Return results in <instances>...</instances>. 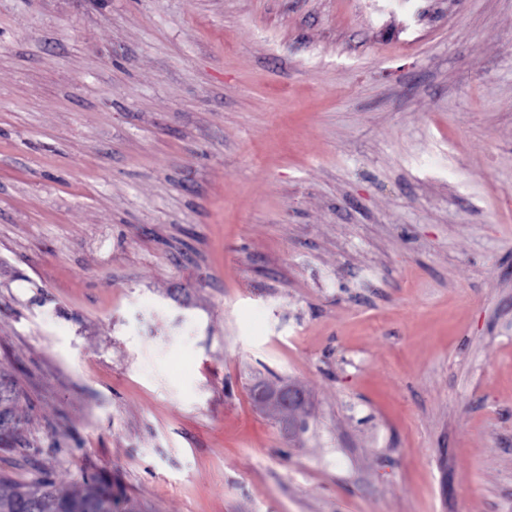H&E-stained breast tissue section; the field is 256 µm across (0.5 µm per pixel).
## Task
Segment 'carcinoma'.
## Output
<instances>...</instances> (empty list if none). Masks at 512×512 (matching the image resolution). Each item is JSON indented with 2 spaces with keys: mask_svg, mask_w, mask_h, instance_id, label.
<instances>
[{
  "mask_svg": "<svg viewBox=\"0 0 512 512\" xmlns=\"http://www.w3.org/2000/svg\"><path fill=\"white\" fill-rule=\"evenodd\" d=\"M72 500L84 503L85 512H116L119 497L102 481L78 495L47 479L22 486L0 480V512H59L62 504Z\"/></svg>",
  "mask_w": 512,
  "mask_h": 512,
  "instance_id": "carcinoma-1",
  "label": "carcinoma"
}]
</instances>
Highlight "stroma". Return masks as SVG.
<instances>
[{"label":"stroma","mask_w":512,"mask_h":512,"mask_svg":"<svg viewBox=\"0 0 512 512\" xmlns=\"http://www.w3.org/2000/svg\"><path fill=\"white\" fill-rule=\"evenodd\" d=\"M0 392L12 484L512 512V0H0ZM252 393L258 402L274 407L282 414L280 421L288 432V437L305 430L307 397L299 385L291 382L275 387L253 385Z\"/></svg>","instance_id":"stroma-1"}]
</instances>
